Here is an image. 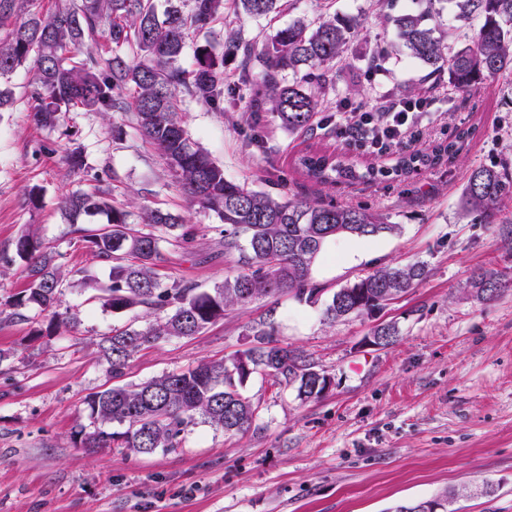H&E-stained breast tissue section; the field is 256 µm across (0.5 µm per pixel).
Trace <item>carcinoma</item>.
<instances>
[{
  "mask_svg": "<svg viewBox=\"0 0 512 512\" xmlns=\"http://www.w3.org/2000/svg\"><path fill=\"white\" fill-rule=\"evenodd\" d=\"M36 0H0V79L33 60L32 112L41 126H53L58 114L86 109L107 114L129 108L138 134L164 160L170 176L191 203L217 215L224 258L235 271L212 288L171 277L163 243L193 249L198 228L182 216L143 205L138 214L116 202L103 189L75 190L61 196L59 209L72 227L75 243L109 270L110 285L98 297L115 314L143 309L154 316L147 326L112 328L98 344L112 378L124 376L129 359L140 350L172 338L194 336L226 312L258 300L289 295L316 304L322 287L312 268L325 245L339 235L375 238L399 231L382 214L353 205L327 203L319 197L290 199L255 190L224 174L190 138L179 116V93L187 90L197 102L224 111L236 89L224 87V60L239 56L245 81H254L249 110L255 114L253 134L262 141V113L290 132L322 128L330 106L325 91L359 28L354 17L327 16L314 28L302 19L276 30L261 47L246 39L236 18H265L278 12L281 0H192L187 14L169 0L158 16L154 0H60L49 15ZM425 9L391 18L403 47L426 70L425 79L448 83L460 91L484 81L512 75V0H448L464 32L459 47L435 24L442 0H423ZM478 17L481 25L467 28ZM226 20L224 43L198 46L190 67L180 65L188 32L207 34ZM105 31L108 50L84 51L86 41ZM293 80H286V76ZM427 158L419 153L400 157L395 172L407 173ZM308 178L329 185L336 177L373 180L381 171L357 174L349 165L322 151L296 158ZM512 201V170L478 167L461 194L462 215L475 224H491ZM138 221H131L132 216ZM61 254L35 230L21 235L13 254H0V271L20 269L26 288L13 300L10 317L19 321L51 310L63 289L96 282L89 267H65ZM421 261L379 267L333 293L324 304L327 324L348 318L359 302L388 301L403 296L427 277ZM465 287L482 300L508 288L491 269H476ZM79 323L72 313H53L49 329L69 332ZM272 313L250 327V345L222 363L202 362L134 386H113L89 394L85 404L100 423L81 440L85 448H176L197 419L226 433L249 430L257 406L242 388L247 378L236 372L240 356L302 401L322 397L315 363L295 349L279 344ZM124 427L112 430V425Z\"/></svg>",
  "mask_w": 512,
  "mask_h": 512,
  "instance_id": "cac0c4a2",
  "label": "carcinoma"
}]
</instances>
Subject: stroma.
I'll return each mask as SVG.
<instances>
[{"mask_svg":"<svg viewBox=\"0 0 512 512\" xmlns=\"http://www.w3.org/2000/svg\"><path fill=\"white\" fill-rule=\"evenodd\" d=\"M418 0H284L281 13L242 18L249 39L262 44L276 29L302 18L359 17L361 27L336 67L338 96L370 105L382 93L411 96L422 87V66L396 46L383 15L416 10ZM390 55L381 74L369 61ZM29 67L10 75L15 105L0 112V252L38 229L68 266H88L73 247L57 200L99 186L130 210L158 206L199 230L198 256L170 251L168 274L204 288L223 281L231 265L218 243V218L189 208L154 148L135 130L132 111L61 113L52 127L29 117ZM358 95H351V88ZM452 108L423 121L413 151L428 154L452 141V155L396 176L392 162L352 150L329 130L291 133L265 119L263 145L239 108L216 112L180 95L188 132L226 176L254 188L321 196L377 211L399 233L330 241L313 278L333 293L389 263L423 261L427 278L391 304L379 320L400 328L398 341L378 349L363 339L376 321L350 317L328 325L321 305L282 295L226 313L205 331L173 338L135 354L125 380L141 383L201 361L221 362L244 349L251 322L273 310L279 340L304 351L333 384L321 398L299 400L292 389L253 374L243 392L258 407L252 427L227 434L200 422L179 447L142 454L130 448H83L96 425L84 404L112 387L98 352L112 327L143 325L142 311L115 314L90 288L65 290L60 310L80 319L52 334L49 318L18 321L0 315V512H393L394 506L455 491L452 512H512V289L491 301L462 285L484 266L512 280V207L498 224H473L459 213L471 170L512 167V77L461 93L436 90ZM83 152L84 169L68 174L63 157ZM323 149L381 175L368 182L322 186L297 173L293 156ZM41 188L31 209L27 194Z\"/></svg>","mask_w":512,"mask_h":512,"instance_id":"35a3bbf8","label":"stroma"}]
</instances>
